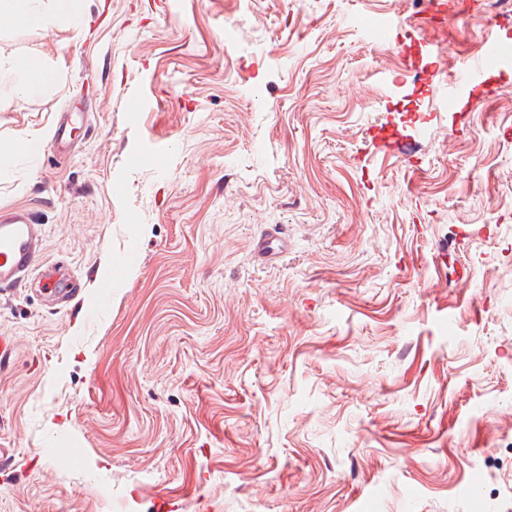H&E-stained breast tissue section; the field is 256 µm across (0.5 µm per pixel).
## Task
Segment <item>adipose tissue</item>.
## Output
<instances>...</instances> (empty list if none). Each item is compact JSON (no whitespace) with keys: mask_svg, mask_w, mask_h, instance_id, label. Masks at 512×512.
Masks as SVG:
<instances>
[{"mask_svg":"<svg viewBox=\"0 0 512 512\" xmlns=\"http://www.w3.org/2000/svg\"><path fill=\"white\" fill-rule=\"evenodd\" d=\"M81 8L80 0H0V31L40 30L52 21L73 19ZM56 80L55 73L35 57L0 62V86L20 96L34 94Z\"/></svg>","mask_w":512,"mask_h":512,"instance_id":"adipose-tissue-1","label":"adipose tissue"}]
</instances>
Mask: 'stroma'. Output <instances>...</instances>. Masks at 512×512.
<instances>
[{
    "mask_svg": "<svg viewBox=\"0 0 512 512\" xmlns=\"http://www.w3.org/2000/svg\"><path fill=\"white\" fill-rule=\"evenodd\" d=\"M449 2L0 32L58 78L0 92V213L81 282L0 289V512H512V64L446 100L512 13Z\"/></svg>",
    "mask_w": 512,
    "mask_h": 512,
    "instance_id": "1",
    "label": "stroma"
}]
</instances>
